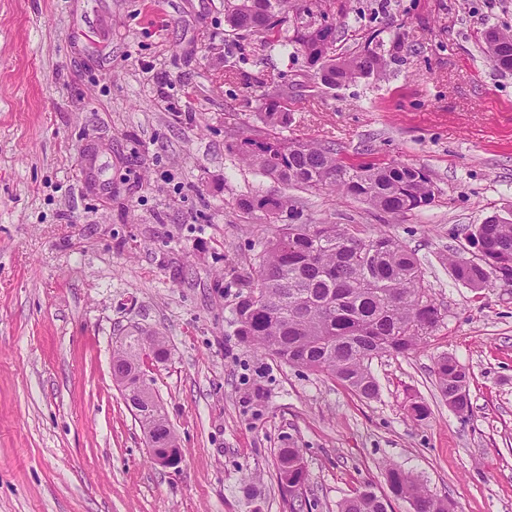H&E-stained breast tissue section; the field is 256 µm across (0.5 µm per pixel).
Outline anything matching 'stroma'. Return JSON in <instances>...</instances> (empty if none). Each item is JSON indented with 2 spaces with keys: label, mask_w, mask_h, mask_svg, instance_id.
Here are the masks:
<instances>
[{
  "label": "stroma",
  "mask_w": 512,
  "mask_h": 512,
  "mask_svg": "<svg viewBox=\"0 0 512 512\" xmlns=\"http://www.w3.org/2000/svg\"><path fill=\"white\" fill-rule=\"evenodd\" d=\"M327 2L349 28L337 51L381 48L386 79L326 88L232 32L224 0H0V512H292L288 447L303 512L386 494L388 462L451 512H512V283L474 290L446 261L471 258L466 228L512 215V73L484 53L512 0ZM279 91L289 138L424 168L433 202L384 214L246 165L236 145L264 135ZM271 194L291 210L237 206ZM284 224L394 236L445 309L415 352L373 359L377 397L236 336L241 276ZM135 331L166 340L145 370L176 469L151 459L112 378ZM441 354L470 373L469 415L437 387ZM278 474L280 484L294 497H300L307 481L299 449L283 448L279 453ZM297 492V493H295Z\"/></svg>",
  "instance_id": "stroma-1"
}]
</instances>
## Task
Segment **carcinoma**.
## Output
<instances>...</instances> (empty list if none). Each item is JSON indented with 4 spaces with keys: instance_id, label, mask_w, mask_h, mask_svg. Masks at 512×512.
Returning a JSON list of instances; mask_svg holds the SVG:
<instances>
[{
    "instance_id": "1",
    "label": "carcinoma",
    "mask_w": 512,
    "mask_h": 512,
    "mask_svg": "<svg viewBox=\"0 0 512 512\" xmlns=\"http://www.w3.org/2000/svg\"><path fill=\"white\" fill-rule=\"evenodd\" d=\"M319 0H224L225 22L238 33L259 35L263 50L291 58L304 57L313 78L328 88L359 78L380 79L388 62L375 49L358 53H328L323 33L332 43L345 34L346 24L326 29L310 24L286 27L290 19L318 15ZM485 52L502 73L512 72V30L491 29ZM283 96L263 97L260 117L272 131L285 129L290 113ZM243 160L289 187L332 190L387 214H401L427 206L434 184L422 168L405 163L347 164L332 144L292 140L279 136L243 138ZM285 195L262 196L240 203L248 212L278 214L288 209ZM490 255L512 263V220L492 216L474 226ZM454 279L470 288L488 285L482 265L461 266L448 257ZM234 314L239 339L268 351L290 365L325 373L364 399L377 396L379 386L372 360L382 354L414 350L444 319L432 289L424 281L414 255L394 237L379 233L362 237L347 224H286L268 241L258 265L247 275ZM167 357L164 337L130 334L120 339L112 360V378L131 395L139 422L154 445L180 453L177 437L158 401L144 400L136 386L145 361ZM434 372L448 406L467 415L469 371L453 357L443 355ZM280 484L293 495L303 490L307 473L299 449L279 453ZM383 475L388 494L363 491L344 499L338 512H388L393 501L409 504L411 512H449L448 501L431 493L418 477L386 463Z\"/></svg>"
}]
</instances>
